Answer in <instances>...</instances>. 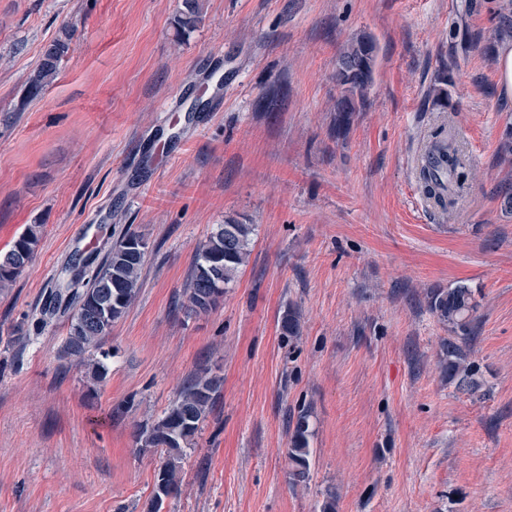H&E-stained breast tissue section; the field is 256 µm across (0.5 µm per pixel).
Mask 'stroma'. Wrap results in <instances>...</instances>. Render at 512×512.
I'll return each mask as SVG.
<instances>
[{
    "mask_svg": "<svg viewBox=\"0 0 512 512\" xmlns=\"http://www.w3.org/2000/svg\"><path fill=\"white\" fill-rule=\"evenodd\" d=\"M202 4L184 33L182 0H0V251L43 227L0 289V512H146L165 457L138 454L136 431L205 370L223 383L162 512H319L329 493L336 512H512V213L496 196L512 99L495 36L512 0ZM362 34L374 82L340 132L336 57ZM441 125L470 170L445 213L418 183ZM227 219L255 225L249 258L215 309L190 312L193 257ZM128 230L149 251L95 384L61 354L68 315L36 321L73 253ZM460 282L480 303L472 392L448 378L426 298ZM70 41L71 35L67 32L64 38H56L44 48L30 81L31 97H36L43 86L57 75L61 61L70 49ZM309 415L302 412L298 415L296 425L288 443V478L292 485L306 484L310 480L311 431Z\"/></svg>",
    "mask_w": 512,
    "mask_h": 512,
    "instance_id": "stroma-1",
    "label": "stroma"
}]
</instances>
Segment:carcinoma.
I'll use <instances>...</instances> for the list:
<instances>
[{"mask_svg":"<svg viewBox=\"0 0 512 512\" xmlns=\"http://www.w3.org/2000/svg\"><path fill=\"white\" fill-rule=\"evenodd\" d=\"M202 20L199 0H183L178 18L180 28L191 30ZM71 35L54 39L43 50L29 85V95L35 97L53 79L70 49ZM375 44L367 36H359L339 51L333 79L340 89L336 99V130L348 128L351 114L360 111L368 99L375 70ZM465 164L451 132L441 127L434 131L422 156L420 187L423 196L441 210L455 204V186L462 184ZM42 225L30 224L13 247L0 255V288L12 285L31 262L40 241ZM254 225L234 220L216 224L207 241L195 254L186 293L188 307L206 313L215 307L226 290L233 286L240 268L249 256ZM148 244L136 232L126 231L112 243L102 263L89 265L77 254L72 258L49 291L48 300L40 310L41 326L49 325L59 310L70 309L72 315L68 335L63 342L66 355L86 361L88 374L94 381L108 374L106 360L110 353L100 350L112 325L124 316L139 293V281L144 267ZM430 312L456 335L448 340L444 350L448 357V378L458 386L475 390L473 364L467 362L464 345L472 339L473 322L479 302L468 285L437 288L427 294ZM283 335L301 334L300 314L290 307L282 315ZM220 387V379L207 373L196 376L183 387L177 399L163 416L143 426L137 435L138 451L142 454L159 450L165 462L155 477L153 494L147 512H161L166 499L174 496L182 481L181 461L185 449L195 443L201 425ZM311 431L309 415H298L288 443V478L291 484L310 480Z\"/></svg>","mask_w":512,"mask_h":512,"instance_id":"cac0c4a2","label":"carcinoma"}]
</instances>
